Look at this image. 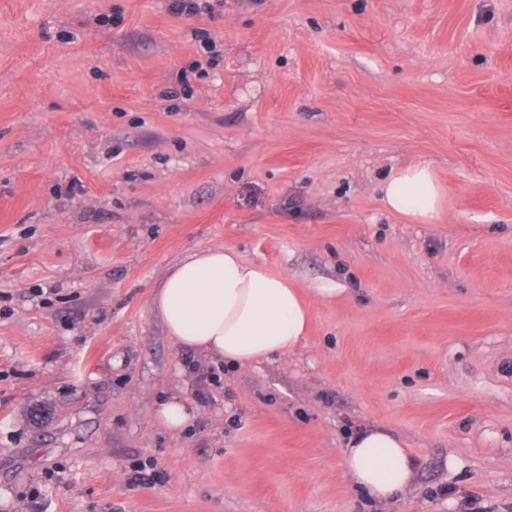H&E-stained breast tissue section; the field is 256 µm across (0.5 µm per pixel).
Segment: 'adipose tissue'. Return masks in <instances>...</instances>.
<instances>
[{"label":"adipose tissue","mask_w":512,"mask_h":512,"mask_svg":"<svg viewBox=\"0 0 512 512\" xmlns=\"http://www.w3.org/2000/svg\"><path fill=\"white\" fill-rule=\"evenodd\" d=\"M445 190L430 165L392 173L382 203L420 224L439 214ZM152 309L179 347L228 365H247L292 351L307 336L310 307L287 276L221 247L176 262L158 285ZM345 469L355 487L387 500L412 480L415 461L403 442L374 427L358 430L345 449Z\"/></svg>","instance_id":"ef3b65f1"}]
</instances>
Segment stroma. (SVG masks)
Here are the masks:
<instances>
[{
    "mask_svg": "<svg viewBox=\"0 0 512 512\" xmlns=\"http://www.w3.org/2000/svg\"><path fill=\"white\" fill-rule=\"evenodd\" d=\"M212 2L0 0V512H512V0ZM422 162L431 224L381 203ZM220 246L309 302L287 355L153 314ZM365 425L416 460L387 502ZM158 417L167 428L177 429L186 424L190 418V413L185 404L170 401L161 405ZM345 469L355 487L377 500H388L412 480L415 461L403 442L374 427L357 432L345 448Z\"/></svg>",
    "mask_w": 512,
    "mask_h": 512,
    "instance_id": "obj_1",
    "label": "stroma"
}]
</instances>
